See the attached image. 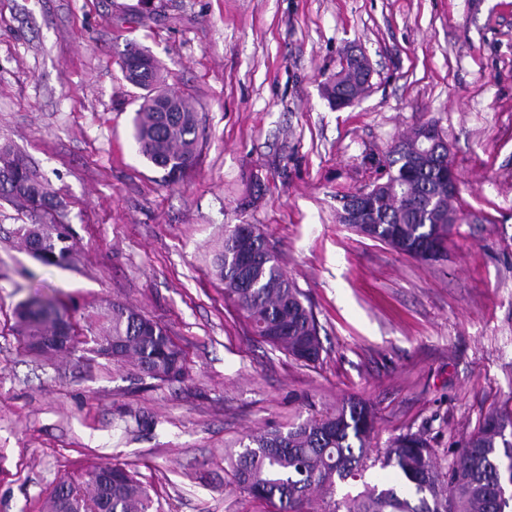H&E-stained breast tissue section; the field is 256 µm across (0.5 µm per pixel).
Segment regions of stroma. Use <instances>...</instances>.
<instances>
[{"label": "stroma", "instance_id": "obj_1", "mask_svg": "<svg viewBox=\"0 0 512 512\" xmlns=\"http://www.w3.org/2000/svg\"><path fill=\"white\" fill-rule=\"evenodd\" d=\"M200 118L176 184L141 156L129 46ZM351 51L371 70L355 104L325 89ZM459 179L448 253L421 261L339 219L384 179L419 124ZM46 184L74 259H36L28 208L0 200V512H47L61 476L123 463L159 512H268L224 449L349 400L376 411L373 451L405 430L440 459L488 411L512 410V0H0V146ZM252 224L307 297L323 352L306 366L245 328L210 273L226 229ZM55 298L75 334L112 304L160 322L180 383L76 352L46 359L14 310Z\"/></svg>", "mask_w": 512, "mask_h": 512}]
</instances>
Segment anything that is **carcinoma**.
<instances>
[{
  "label": "carcinoma",
  "mask_w": 512,
  "mask_h": 512,
  "mask_svg": "<svg viewBox=\"0 0 512 512\" xmlns=\"http://www.w3.org/2000/svg\"><path fill=\"white\" fill-rule=\"evenodd\" d=\"M124 78L146 91L132 120V138L138 152L164 170L171 182L179 181L195 164L198 118L193 105L177 95L173 112L158 111L159 100L171 92L163 86L159 67L144 51L129 47L121 62ZM362 90L357 75L340 72L330 92L332 100ZM413 153L388 152L385 187L369 199L373 238L400 253L422 260H437L445 252L448 232L455 223L448 196L440 190L448 171V156L420 168ZM0 199L20 200L34 212L48 214L57 204L45 184L24 159L0 147ZM240 226L225 231L224 247L216 255L214 271L224 283V297L240 313L251 331L274 348L306 364L320 360L323 346L312 308L303 293L283 272L258 228L245 242ZM29 251L55 265L67 262L71 245L59 225L23 224L17 229ZM17 333L24 348L36 354L72 353L80 341L70 315L55 298L35 296L14 311ZM106 335L94 338L96 353L110 343L119 345L112 359L133 357L145 375L161 382L182 380L185 358L167 330L156 320L120 305H112ZM61 332L68 343L53 349L38 348L35 340ZM375 427L371 405L349 401L282 429L251 434L228 448L233 485L239 493L261 501L274 512H307L312 494L333 490L336 481L363 476L374 460L392 468L398 486L364 484L358 494L346 495L328 512H507L512 509V412L491 410L482 417L449 462H439L436 449L420 433L391 438L382 457L371 458L368 439ZM85 484L60 479L51 494V512H85L102 507L108 512H152L148 490L130 468L122 464L89 467Z\"/></svg>",
  "instance_id": "cac0c4a2"
}]
</instances>
